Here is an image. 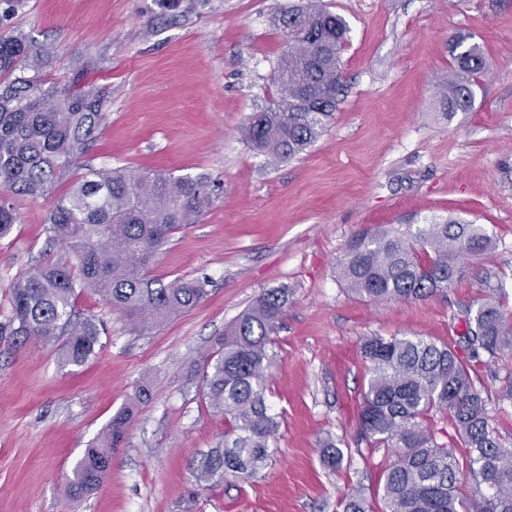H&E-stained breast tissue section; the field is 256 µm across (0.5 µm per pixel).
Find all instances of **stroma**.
<instances>
[{
  "label": "stroma",
  "mask_w": 512,
  "mask_h": 512,
  "mask_svg": "<svg viewBox=\"0 0 512 512\" xmlns=\"http://www.w3.org/2000/svg\"><path fill=\"white\" fill-rule=\"evenodd\" d=\"M340 15L343 89L319 139L279 162L250 149L245 117L276 99L288 51L280 17L295 8ZM56 55L49 78L74 60L110 99L90 150L51 194L17 195L18 222L0 238V320L13 282L47 258L46 218L86 168L209 175L220 194L178 230L152 273L208 280L194 309L138 336L97 296L75 306L100 321L104 347L79 366L56 347L0 338V512H336L353 489L373 493L386 458L357 433L367 382L363 337L416 334L459 346L461 308L498 271L512 310V0H27L14 20ZM469 37L489 69L468 111L446 114L454 41ZM457 217L481 225L494 249L447 293L373 304L339 274L348 243L367 229ZM289 300L270 347L266 401L278 416L273 459L256 477L198 481L193 457L224 439L198 372L202 354L264 291ZM512 354L484 367L491 425L512 448ZM153 397L132 421L108 478L81 501L67 480L135 389ZM343 448L341 468L323 462Z\"/></svg>",
  "instance_id": "obj_1"
}]
</instances>
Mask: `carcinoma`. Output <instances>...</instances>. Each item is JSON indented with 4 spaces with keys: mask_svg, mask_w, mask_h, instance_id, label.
I'll return each instance as SVG.
<instances>
[{
    "mask_svg": "<svg viewBox=\"0 0 512 512\" xmlns=\"http://www.w3.org/2000/svg\"><path fill=\"white\" fill-rule=\"evenodd\" d=\"M25 2L0 0V238L17 222L11 195L50 194L89 150L110 104L98 87L81 83L80 60L72 65V84L78 88L44 78L48 48L10 29ZM288 15L306 21L286 34L288 53L275 74L277 100L251 113L243 127L254 150L278 161L303 153L336 110L331 95L341 86L336 47L348 32L345 20L329 11L296 9ZM455 49L445 103L450 112H465L488 61L476 44L459 40ZM218 191L205 174L87 169L47 218L50 238L65 248V256L41 263L13 283L0 336L15 344L58 342L63 365L79 366L102 346L95 319L76 314L80 292L98 296L139 335L195 307L207 294V280L165 283L150 268L177 230L211 209ZM491 244L480 225L451 217L414 231L365 233L349 244L341 278L370 303L420 299L450 288ZM287 304L288 290L264 292L201 356L203 394L227 422L224 445L194 463L201 480L252 478L273 455L270 439L277 422L265 396L268 346ZM462 314L459 351L423 336L363 338L369 378L357 431L384 450L389 464L381 469L378 502L357 490L341 500L343 512H512V450L492 428L489 396L480 387L488 361L512 352V314L495 300L467 305ZM150 399L149 386L141 385L132 404L112 417L74 466L68 479L71 499L84 498L107 478L135 410ZM437 413L467 448L464 456L437 437Z\"/></svg>",
    "mask_w": 512,
    "mask_h": 512,
    "instance_id": "obj_1",
    "label": "carcinoma"
}]
</instances>
